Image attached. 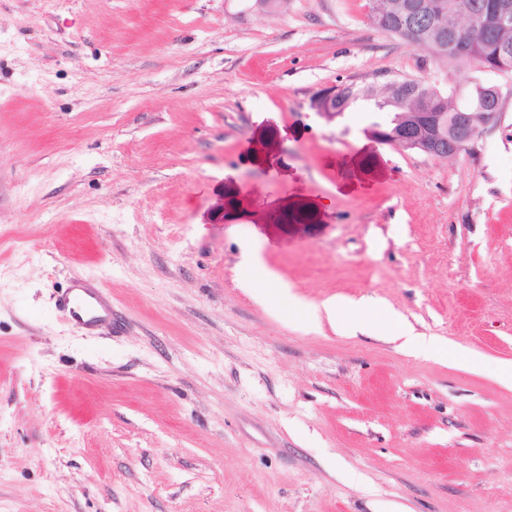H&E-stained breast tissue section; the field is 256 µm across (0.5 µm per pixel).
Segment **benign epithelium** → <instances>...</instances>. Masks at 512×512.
Returning <instances> with one entry per match:
<instances>
[{
  "instance_id": "1",
  "label": "benign epithelium",
  "mask_w": 512,
  "mask_h": 512,
  "mask_svg": "<svg viewBox=\"0 0 512 512\" xmlns=\"http://www.w3.org/2000/svg\"><path fill=\"white\" fill-rule=\"evenodd\" d=\"M392 9L397 13L447 12L444 0H399ZM512 25V0H497L487 26L504 28ZM436 45L452 54H462L468 44L445 38L446 30L433 29ZM503 93H497L494 111L489 112L481 101L474 97L464 112H397L392 128L376 126L374 139L381 144L393 145L403 150H418L428 155L447 158L468 150L480 134L479 125H488L500 117Z\"/></svg>"
}]
</instances>
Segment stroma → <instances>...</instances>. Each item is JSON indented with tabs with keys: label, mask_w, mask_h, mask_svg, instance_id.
I'll list each match as a JSON object with an SVG mask.
<instances>
[{
	"label": "stroma",
	"mask_w": 512,
	"mask_h": 512,
	"mask_svg": "<svg viewBox=\"0 0 512 512\" xmlns=\"http://www.w3.org/2000/svg\"><path fill=\"white\" fill-rule=\"evenodd\" d=\"M368 13L0 0V512H512V72L466 153L378 143L311 97L475 69ZM333 297L382 335L302 317ZM81 290L84 294L74 293ZM62 306L68 311L71 318L82 325H93L102 321L99 309L108 311L102 296L87 288H69L62 300ZM402 334V336L394 337L395 339L404 338L401 347L410 355L435 357L443 360H448V356H452L462 361L475 373H479L483 369V360L476 354H460L454 347L448 345V342L433 336L414 334L408 330H404Z\"/></svg>",
	"instance_id": "stroma-1"
}]
</instances>
